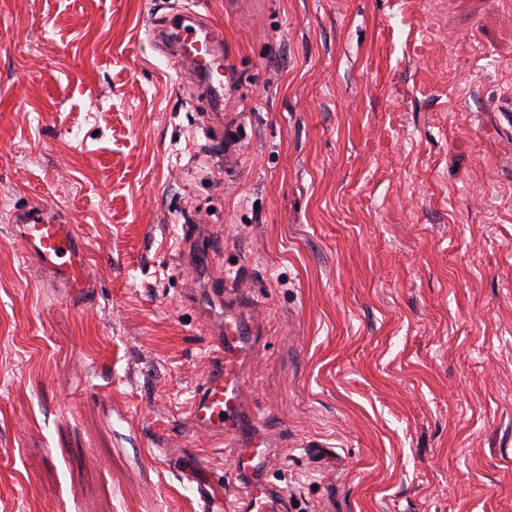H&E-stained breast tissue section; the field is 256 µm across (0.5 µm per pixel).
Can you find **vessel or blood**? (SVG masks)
<instances>
[{
  "instance_id": "b4317fda",
  "label": "vessel or blood",
  "mask_w": 512,
  "mask_h": 512,
  "mask_svg": "<svg viewBox=\"0 0 512 512\" xmlns=\"http://www.w3.org/2000/svg\"><path fill=\"white\" fill-rule=\"evenodd\" d=\"M152 35L176 64L178 77L201 87L210 111H222L233 72L222 32L204 15L194 12L178 36H171L160 24L155 25ZM14 234L36 270L61 281L75 296L93 290L88 248L75 225L46 217L40 207L32 206L22 212ZM219 306L224 309L220 319L215 316ZM198 311L203 322L213 326L214 334L208 375L189 402V418L198 432L222 435L227 447L233 448L232 478L245 482L246 493L230 500L228 480L217 477L202 454L187 449L170 453L167 466L190 485L200 512H288L287 498L266 477L273 442L262 430V419L248 400L247 366L255 346L262 341L259 331L243 316L226 289H211Z\"/></svg>"
}]
</instances>
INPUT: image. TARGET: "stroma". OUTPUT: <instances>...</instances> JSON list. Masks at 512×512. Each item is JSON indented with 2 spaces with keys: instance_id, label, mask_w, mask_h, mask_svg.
I'll return each instance as SVG.
<instances>
[{
  "instance_id": "obj_1",
  "label": "stroma",
  "mask_w": 512,
  "mask_h": 512,
  "mask_svg": "<svg viewBox=\"0 0 512 512\" xmlns=\"http://www.w3.org/2000/svg\"><path fill=\"white\" fill-rule=\"evenodd\" d=\"M195 9L0 0V512H194L157 442L232 458L187 412L229 268L290 512H512V0H207L219 116L150 35ZM33 205L90 304L14 237ZM19 223L14 225L15 237L36 270L61 281L74 296L81 297L95 288L88 248L75 225L47 218L38 206L23 211Z\"/></svg>"
}]
</instances>
